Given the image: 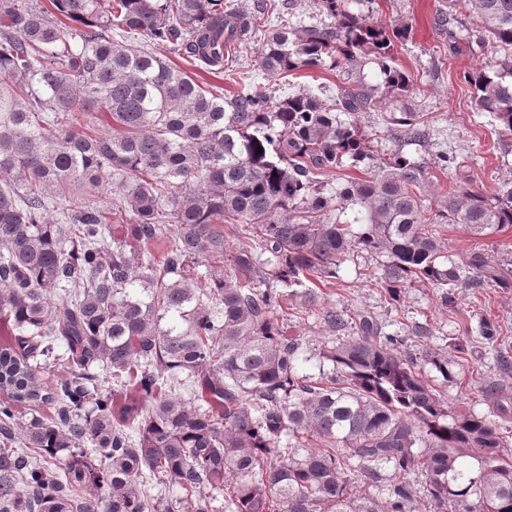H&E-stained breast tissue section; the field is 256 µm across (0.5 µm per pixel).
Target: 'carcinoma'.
Segmentation results:
<instances>
[{
    "mask_svg": "<svg viewBox=\"0 0 512 512\" xmlns=\"http://www.w3.org/2000/svg\"><path fill=\"white\" fill-rule=\"evenodd\" d=\"M50 4L52 19L32 0H0V321L13 333L0 345V435L14 441L20 406L55 409L21 426V447H0V512H212L215 493L225 512H417L418 501L512 512L501 433L512 399L488 384L489 414L448 409L403 337L320 304L315 289L355 252L386 258L376 281L392 306L416 283L453 308L460 288L512 279L479 251L452 260L440 235L512 224V187L429 199L426 162L378 160L377 137L358 126L377 104L358 71L371 63L399 104L388 136L427 137L424 115L403 105L406 26L314 0L330 22L269 30L258 66L271 78L334 71L336 96L251 84L217 97L112 31L220 70L224 41L256 30L249 14L223 0ZM464 18L495 52L464 77L472 102L511 135L512 0H447L435 25L452 54ZM346 167L368 173L326 193L323 178ZM112 185L109 207L50 220L74 190ZM226 222L244 225L231 250ZM315 307L331 331L352 328L324 347L330 368L316 376L286 323L288 309ZM58 345L67 370L46 383L32 362L58 360ZM424 358L452 377L448 353ZM385 469L384 497L359 493ZM148 479L183 495L152 505L137 488ZM91 485L106 492L82 496Z\"/></svg>",
    "mask_w": 512,
    "mask_h": 512,
    "instance_id": "1",
    "label": "carcinoma"
}]
</instances>
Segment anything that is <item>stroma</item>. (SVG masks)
I'll return each instance as SVG.
<instances>
[{"mask_svg": "<svg viewBox=\"0 0 512 512\" xmlns=\"http://www.w3.org/2000/svg\"><path fill=\"white\" fill-rule=\"evenodd\" d=\"M275 14L260 16L254 37L242 44L223 71H215L200 62L183 59L164 47L155 52L166 61L186 71L201 87L216 94L229 95L240 91L244 77L266 83L285 95L303 87H323L335 94L338 79L335 73L307 71L302 76L266 78L258 68V56L267 29L275 26L299 27L319 22L320 13L313 0H295L286 6L284 0H275ZM443 7V0H352L350 8L362 14L367 21L387 24L403 23L409 28V38L398 50L403 68L419 87L412 99L415 111L424 113L428 120L426 142L409 144L384 140L386 152H401L407 156L424 158L429 166V191L447 193L459 178L465 177L471 187L491 194L503 183L512 182V135L499 136L497 129L486 125L485 117L471 102L468 87L462 76L486 68L491 53L474 46L447 54V43L435 26L434 18ZM456 158L458 165L440 170L442 155ZM449 253L462 257L472 251L485 254L488 259L512 258V224L502 225L493 234L478 237L461 227L449 225L445 233ZM382 256L360 254L346 262L341 282L324 287V303L354 313L374 316L386 333L404 337L413 353L423 349L447 347L450 339H466V354L453 365V383L445 392L450 408L463 409L481 416L487 413L488 403L479 391L481 384L492 382L505 394L512 396V372L503 373L495 367L492 350L512 357V285L504 287L489 284L480 288H462L457 294L456 310L443 306L436 289L414 285L406 293L400 309H390L384 293L372 286L369 274L380 272ZM494 323L499 329L495 344L482 343L477 332H465L463 318L470 313ZM289 334L302 337L308 359L303 364L305 373L318 371V354L334 337L320 318L302 314L288 320Z\"/></svg>", "mask_w": 512, "mask_h": 512, "instance_id": "obj_1", "label": "stroma"}]
</instances>
